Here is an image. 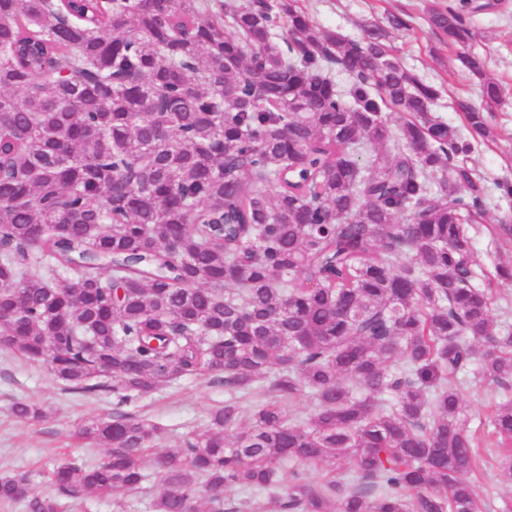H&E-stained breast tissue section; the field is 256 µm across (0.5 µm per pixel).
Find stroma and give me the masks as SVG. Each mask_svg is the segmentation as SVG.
Masks as SVG:
<instances>
[{"label":"stroma","instance_id":"obj_1","mask_svg":"<svg viewBox=\"0 0 512 512\" xmlns=\"http://www.w3.org/2000/svg\"><path fill=\"white\" fill-rule=\"evenodd\" d=\"M312 22L359 40L366 24L397 15L405 27L393 30L390 44L405 68L422 82L433 85L438 98L433 112L444 121L463 122V105L477 102L478 79L457 59L428 23V10L445 6L448 0H299ZM477 12L467 17L477 35L476 51L487 76L504 89L503 101L489 116L495 139L478 144L472 154L477 169L492 182L483 223L470 225L473 260L486 273L496 263L512 262V198L500 190L512 183V0H496L484 8V0H473ZM463 395V420L467 429L486 443L494 438L487 415L497 400L491 383L475 382L471 373L459 377ZM227 392L220 376L185 377L154 392L131 400L112 392L82 395L65 390L45 364H32L13 351L0 348V473L26 472L38 492L52 493L47 471L54 460L93 462L105 449L77 438L87 420L121 414L158 421L165 432L155 447L164 453L183 445L188 435L202 427L211 412L223 406ZM25 400L43 413L36 421L15 417L14 402ZM473 481L485 499L484 512H512V482L499 475L497 465L476 472ZM158 480L149 477L138 493L121 492L108 499L86 497L69 504L68 512H150L149 504L158 491Z\"/></svg>","mask_w":512,"mask_h":512}]
</instances>
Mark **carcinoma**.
I'll return each mask as SVG.
<instances>
[{
  "mask_svg": "<svg viewBox=\"0 0 512 512\" xmlns=\"http://www.w3.org/2000/svg\"><path fill=\"white\" fill-rule=\"evenodd\" d=\"M470 8L428 21L481 77ZM385 38L297 0H77L66 20L0 0V347L81 394L210 375L230 393L164 454L149 420L90 421L78 436L108 454L54 461L59 492L136 490L150 466L152 512H220L234 486L251 512H481L455 377L512 389L468 234L502 89L449 124ZM307 393L316 411L288 419ZM490 418L511 480L512 398ZM0 502L62 508L24 473L0 474Z\"/></svg>",
  "mask_w": 512,
  "mask_h": 512,
  "instance_id": "carcinoma-1",
  "label": "carcinoma"
}]
</instances>
